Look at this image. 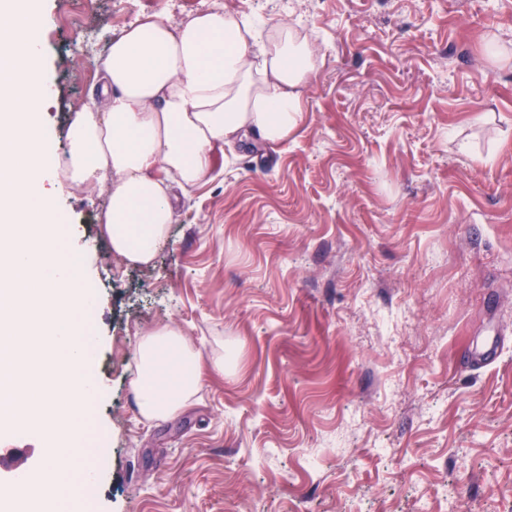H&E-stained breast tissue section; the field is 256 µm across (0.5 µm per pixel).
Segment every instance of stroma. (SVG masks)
Here are the masks:
<instances>
[{
    "label": "stroma",
    "mask_w": 512,
    "mask_h": 512,
    "mask_svg": "<svg viewBox=\"0 0 512 512\" xmlns=\"http://www.w3.org/2000/svg\"><path fill=\"white\" fill-rule=\"evenodd\" d=\"M318 51L288 144H244L177 191L147 265L112 252L103 187L62 181L96 304L78 457L58 512H512V0H221ZM43 0L56 156L120 30ZM182 331L195 402L146 420L147 332ZM224 370H212L216 357Z\"/></svg>",
    "instance_id": "35a3bbf8"
}]
</instances>
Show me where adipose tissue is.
Here are the masks:
<instances>
[{
	"mask_svg": "<svg viewBox=\"0 0 512 512\" xmlns=\"http://www.w3.org/2000/svg\"><path fill=\"white\" fill-rule=\"evenodd\" d=\"M316 64L294 27L263 31L220 10L177 27L147 15L114 37L96 96L71 127L67 170L76 185L107 186L99 222L113 253L149 263L174 218L172 184L201 183L218 151L249 136L286 143ZM200 383V358L178 329L141 337L133 386L144 418L177 414Z\"/></svg>",
	"mask_w": 512,
	"mask_h": 512,
	"instance_id": "adipose-tissue-1",
	"label": "adipose tissue"
}]
</instances>
